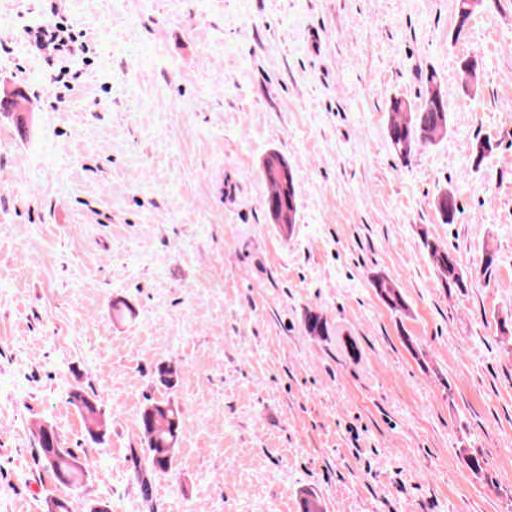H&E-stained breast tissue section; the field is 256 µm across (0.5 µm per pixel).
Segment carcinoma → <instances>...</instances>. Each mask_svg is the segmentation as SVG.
<instances>
[{"instance_id": "obj_1", "label": "carcinoma", "mask_w": 512, "mask_h": 512, "mask_svg": "<svg viewBox=\"0 0 512 512\" xmlns=\"http://www.w3.org/2000/svg\"><path fill=\"white\" fill-rule=\"evenodd\" d=\"M480 7V0H457L456 12L459 27L466 23ZM448 133V109L444 96L437 86L435 76L426 79V89L421 103L413 107L406 102L391 101L387 125V136L396 156L407 161L421 147L433 145ZM496 148L489 137L475 139L473 154L477 162H482ZM263 179L268 190L265 205L277 224L288 227L296 223L297 194L294 177L288 163L278 153H271L263 163ZM435 206L445 224L456 221L459 208L453 193L444 191L435 200ZM424 246L436 265L442 287L446 289L467 287V281L453 254L437 243L425 240ZM373 288L379 298L392 310L405 309V301L400 291L384 277L373 280ZM159 386L171 390L178 381V371L170 364L160 363L155 370ZM69 401L82 415L88 435L101 440L107 434V421L97 404L83 388L74 387ZM181 427V410L168 400H152L142 413L140 428L150 472L138 473L143 495H148L151 476L169 472L173 465V451L176 447ZM39 456L55 477L62 483L78 485L87 472V463L72 449L61 447L52 427H38Z\"/></svg>"}]
</instances>
